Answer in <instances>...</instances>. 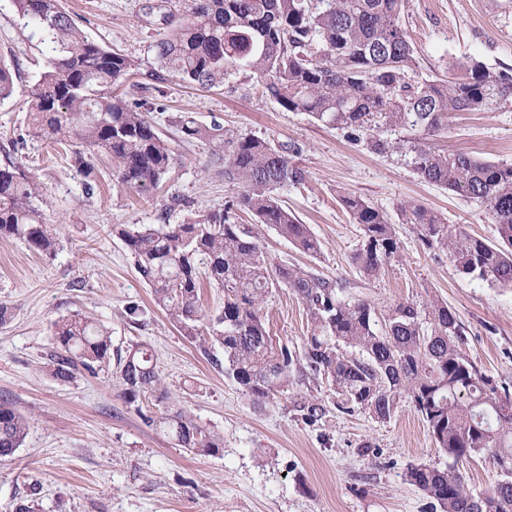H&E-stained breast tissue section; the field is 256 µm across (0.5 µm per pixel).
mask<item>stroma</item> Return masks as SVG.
<instances>
[{"label":"stroma","mask_w":512,"mask_h":512,"mask_svg":"<svg viewBox=\"0 0 512 512\" xmlns=\"http://www.w3.org/2000/svg\"><path fill=\"white\" fill-rule=\"evenodd\" d=\"M91 39L134 59L139 68L115 86L142 105L164 134L173 161L160 187L141 194L119 188L112 162L95 157L94 176L75 164L74 143L29 136L26 101L46 69L48 52L26 27L14 0H0V58L14 72L10 97L0 100V153L10 152L40 181L46 223L55 228V255L0 238V303L13 315L0 325V402L26 414L30 429L14 456L0 461V512L28 503L34 512H433L429 499L406 480L410 466L447 469L409 398L379 421L363 412L330 409L315 424L295 409L299 398L330 404L321 382L284 389L264 406L252 404L225 378L176 323L155 307L113 228L156 224L161 213L180 224L223 209L237 192L213 163L208 145L183 140L177 116L189 114L274 144H294L302 183L279 196L318 240V253L300 252L273 226L245 213L271 264H289L355 285L385 326L395 306L412 301L447 303L466 329L468 358L497 382L512 385V288L455 273L446 253L428 249L414 225L398 223L400 250L382 274L362 283L351 256L361 241L338 195L367 198L396 219L404 205H423L450 225L492 241L495 224L485 206L423 181L399 147L402 129H381L397 142L386 155L349 143L342 130L289 112L270 99L255 74L231 68L218 86L202 89L176 78L155 80L153 43L185 15L189 0H60ZM401 22L415 48L416 80L447 75L448 66L473 58L512 68V0H403ZM429 146L478 160L512 163V102L483 112H452ZM93 191H86V183ZM145 308L141 322L125 308ZM274 340L302 350L309 334L306 311L285 287L266 297ZM79 313L112 333L113 354L146 345L167 391L166 401L146 396L128 403L117 363L96 374L56 380L47 364L53 323ZM194 414L224 438V450L200 457L175 445L152 415L165 407Z\"/></svg>","instance_id":"obj_1"}]
</instances>
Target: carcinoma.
<instances>
[{
  "instance_id": "cac0c4a2",
  "label": "carcinoma",
  "mask_w": 512,
  "mask_h": 512,
  "mask_svg": "<svg viewBox=\"0 0 512 512\" xmlns=\"http://www.w3.org/2000/svg\"><path fill=\"white\" fill-rule=\"evenodd\" d=\"M323 2L313 7L310 0H191L183 20L155 45L160 71L211 88L224 81L226 68L248 69L282 108L335 126L376 155L394 149L381 137L382 128L435 135L448 125L450 112L485 111L512 98V68L477 60L451 64L444 79L416 81V51L401 23L402 0ZM15 5L51 53L28 101L29 134L78 141L82 149L74 152V161L88 174L93 171L88 156L109 158L121 188L156 187L170 168L171 151L140 106L114 92L117 82L136 71L135 60L89 39L59 0H15ZM13 87V73L0 60V98L10 96ZM177 124L186 139L212 145V158L224 164V179L238 185V193L224 209L194 223L115 230L156 306L257 406L297 380L320 379L338 410L386 421L407 395L436 447L453 461L447 470L412 465L407 481L440 512H512V387L497 383L465 356L466 331L456 314L434 301L423 318L407 301L397 305L380 332L367 300L300 267H271L236 216L248 213L256 223L274 226L302 252L319 251L317 239L278 196L279 189L302 180L291 159L299 147L238 135L189 115ZM411 152L421 179L486 206L498 237L492 243L452 229L417 204L402 207L399 221L414 225L428 248L447 253L458 274L512 288V164L418 144ZM339 199L362 232L352 263L363 281H371L400 249L395 224L361 195L343 193ZM45 204L40 184L5 153L0 237L55 254L58 239L44 222ZM203 279L224 292L223 306L209 317L198 304ZM278 286L290 289L307 311L310 336L300 355L274 343L267 327L265 298ZM53 338L49 365L61 381L79 369L94 374L111 362L110 332L79 313L56 321ZM217 347L224 358L214 353ZM119 365L128 402L147 393L166 394L157 365L142 346L133 347ZM299 411L316 423L328 409L315 400L299 404ZM154 422L190 452H223V437L186 410L167 409ZM29 428L25 415L0 403L1 459L15 454ZM476 453L492 457L501 476L491 492L479 496L456 470Z\"/></svg>"
}]
</instances>
